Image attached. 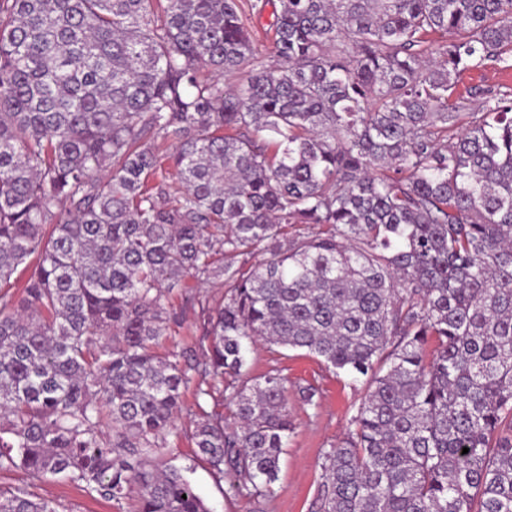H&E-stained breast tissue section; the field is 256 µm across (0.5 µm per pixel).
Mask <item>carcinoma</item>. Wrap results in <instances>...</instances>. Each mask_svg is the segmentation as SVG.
<instances>
[{
	"label": "carcinoma",
	"mask_w": 512,
	"mask_h": 512,
	"mask_svg": "<svg viewBox=\"0 0 512 512\" xmlns=\"http://www.w3.org/2000/svg\"><path fill=\"white\" fill-rule=\"evenodd\" d=\"M239 2L0 0V512L54 478L210 512L156 458L188 389L199 458L269 495L258 341L368 385L318 512H512V88L456 95L512 69V0H263L278 65L226 87ZM188 277L224 289L199 357L158 350ZM501 85L512 87V69L504 70L500 66H488L479 72L465 73L460 79L457 92L474 103L479 99L474 95V88H496ZM472 95L474 97H471Z\"/></svg>",
	"instance_id": "obj_1"
}]
</instances>
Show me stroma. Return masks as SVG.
I'll return each mask as SVG.
<instances>
[{"label": "stroma", "mask_w": 512, "mask_h": 512, "mask_svg": "<svg viewBox=\"0 0 512 512\" xmlns=\"http://www.w3.org/2000/svg\"><path fill=\"white\" fill-rule=\"evenodd\" d=\"M189 291L175 289L172 301L184 309L179 324L171 326L162 340L167 349L182 351L194 348L199 336L196 312L186 307L184 300ZM250 376H260L271 369H279L286 379L289 409L294 430L281 457L279 478L273 485L271 496L261 501L240 497L233 488L231 477L218 480L206 465L195 456L194 449L184 436L190 426L185 413L177 421V432L169 438L164 461L184 468L196 492L204 499L211 512H314L322 474V455L332 446L340 444L349 431L351 406L366 391V383L344 374H336L318 359L301 350L277 354L259 346L248 355ZM317 388L316 407H304L299 387ZM34 494L52 499L60 512H131V503L116 504L90 497L79 487L64 481H36L31 485Z\"/></svg>", "instance_id": "obj_1"}]
</instances>
